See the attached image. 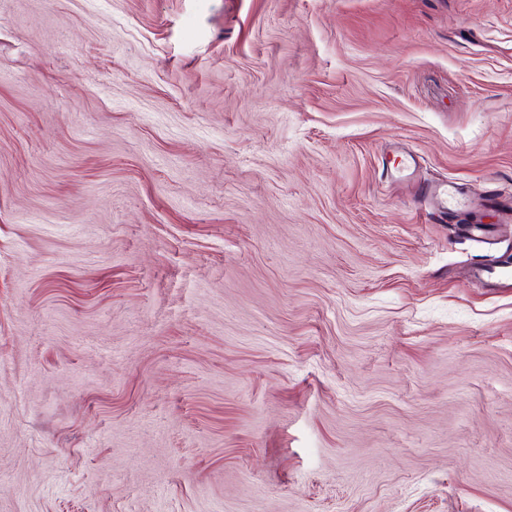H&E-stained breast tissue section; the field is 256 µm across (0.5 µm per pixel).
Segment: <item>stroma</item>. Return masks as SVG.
Instances as JSON below:
<instances>
[{
  "label": "stroma",
  "mask_w": 512,
  "mask_h": 512,
  "mask_svg": "<svg viewBox=\"0 0 512 512\" xmlns=\"http://www.w3.org/2000/svg\"><path fill=\"white\" fill-rule=\"evenodd\" d=\"M509 207L512 0H0V512H512ZM424 192L437 200L436 212L439 214L451 212L464 203L463 194L452 185H444L443 187L427 185ZM472 278L487 284H498L501 281L512 280V269L508 266L483 265L473 268Z\"/></svg>",
  "instance_id": "stroma-1"
}]
</instances>
